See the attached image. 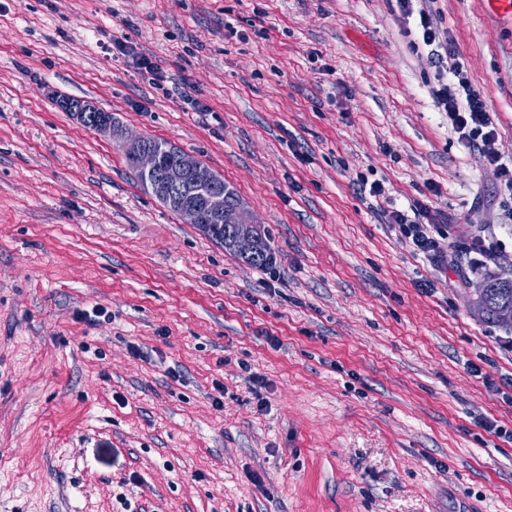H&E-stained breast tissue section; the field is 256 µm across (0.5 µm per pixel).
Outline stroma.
<instances>
[{"label":"stroma","instance_id":"1","mask_svg":"<svg viewBox=\"0 0 512 512\" xmlns=\"http://www.w3.org/2000/svg\"><path fill=\"white\" fill-rule=\"evenodd\" d=\"M422 6L512 162V23ZM438 75L397 0H0V512H512V326L474 307L512 219ZM66 98L222 175L270 266ZM363 176L505 249L434 263Z\"/></svg>","mask_w":512,"mask_h":512}]
</instances>
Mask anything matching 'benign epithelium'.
I'll list each match as a JSON object with an SVG mask.
<instances>
[{"instance_id": "obj_1", "label": "benign epithelium", "mask_w": 512, "mask_h": 512, "mask_svg": "<svg viewBox=\"0 0 512 512\" xmlns=\"http://www.w3.org/2000/svg\"><path fill=\"white\" fill-rule=\"evenodd\" d=\"M63 107L83 126L90 113L97 111L89 99L67 100ZM94 130L109 138L120 137L123 151L133 164L144 190L167 208L176 210L184 223L193 224L208 233L223 226L229 228L233 233L232 247L245 258L262 252L255 222L244 221V204L225 201L232 188L223 183L222 176L202 165L194 155L173 151V165L167 177L162 178L163 154L149 147L144 137L120 132L110 118L96 121Z\"/></svg>"}]
</instances>
